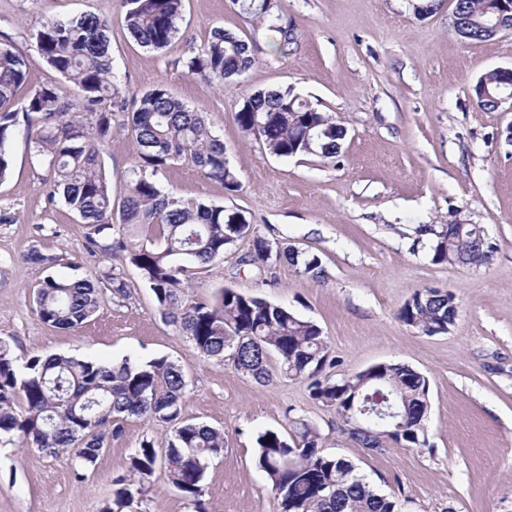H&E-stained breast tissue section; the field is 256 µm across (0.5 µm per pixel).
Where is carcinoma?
<instances>
[{"mask_svg": "<svg viewBox=\"0 0 512 512\" xmlns=\"http://www.w3.org/2000/svg\"><path fill=\"white\" fill-rule=\"evenodd\" d=\"M131 37L153 51L167 47L178 33L183 0H121ZM239 13L266 19L271 46L288 53L295 32L288 31L277 5L261 0H234ZM493 0H455L454 9L468 19H481ZM47 65L81 92L65 101L53 84L36 87L18 108V89L27 80L26 63L13 43L0 42V180L11 165L10 142L21 131L35 162L53 176L50 199L59 194L65 206L88 228L90 252L121 253L149 285L159 308L193 341L207 361H227L255 380H269V362L276 357L288 379L308 381L310 396L332 407L349 437L363 448L376 443L365 431L390 404L400 412L391 441L408 447L426 445L428 381L411 367L378 363L355 375L322 377L332 366L322 331L314 322L259 296L220 288L213 300L189 298L188 273L212 263L238 241L252 242L248 264L276 257L304 275L318 277L322 260L293 245L277 247L253 230L245 216L222 205L190 201L163 192L157 176L173 163L197 165L203 175L230 192L238 182L228 167L224 143L212 135L202 112L174 98L162 85L133 102L114 83L109 24L91 13L37 22L30 31ZM254 62L249 44L222 27L211 30L207 45L189 51L184 67L191 75L223 84L247 71ZM294 107H288L290 100ZM137 145L120 202L112 196V179L99 154V143L112 135L114 122ZM235 121L263 142L277 157L340 153L343 127L326 112L291 90L259 91L243 101ZM415 233L429 242L432 262L478 266L489 258L483 228L478 224H421ZM446 289L415 291L398 318L426 336L451 326ZM100 307V292L86 277L49 275L35 294L40 320L54 328L77 329ZM187 382L182 369L165 357L146 363L120 364L55 355H37L19 363L9 343L0 340V444L15 442L49 457L64 453L76 462L75 477L94 466L108 440L121 434L129 416L171 425L172 439L159 450L144 439L129 457L128 471L139 486L125 478L101 512H125L145 483L161 471L195 512H205L202 485L210 458L224 452L218 430L181 418ZM301 446L294 448L281 434L267 430L257 437V464L266 473L279 501V512H397V504L376 492L355 473L347 460L318 449L313 426L293 420ZM300 453L288 467L285 459Z\"/></svg>", "mask_w": 512, "mask_h": 512, "instance_id": "obj_1", "label": "carcinoma"}]
</instances>
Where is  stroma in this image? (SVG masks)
Returning a JSON list of instances; mask_svg holds the SVG:
<instances>
[{"instance_id":"obj_1","label":"stroma","mask_w":512,"mask_h":512,"mask_svg":"<svg viewBox=\"0 0 512 512\" xmlns=\"http://www.w3.org/2000/svg\"><path fill=\"white\" fill-rule=\"evenodd\" d=\"M295 26L288 54L271 49L267 24L241 16L230 0H184V20L168 47L142 48L125 26L120 0H0V41L22 52L27 80L18 90L55 82L62 98L78 89L57 78L29 29L40 19L93 13L108 21L114 75L122 96L157 85L206 113L239 188L229 192L191 162L158 177L162 190L243 212L255 231L320 256L314 279L285 262L243 264L247 241L192 275L190 297L211 300L229 287L288 307L317 324L336 363L332 379L371 365H408L428 381L429 444L360 447L334 408L313 400L306 381L273 375L256 382L229 364L203 360L192 340L162 315L137 270L116 255H90L84 225L62 200L47 198L51 176L34 165L23 137L12 143L9 177L0 182V339L19 360L79 355L180 365L188 383L186 420L224 434L203 483L208 512H277L257 465L256 438L273 430L293 439L301 418L319 434L322 453L350 460L399 512H512V106L481 110L473 88L485 73L512 68V30L483 42L452 27L453 0L419 17L411 0H279ZM245 39L255 63L227 87L188 74L189 49H203L213 27ZM292 89L346 131L336 159L272 156L242 131L235 114L258 90ZM136 146L114 129L100 152L113 196L125 189ZM421 224H477L492 251L479 266L433 263ZM59 257L53 270L28 263L29 249ZM121 277L119 297L102 290L99 312L77 330L44 324L35 291L46 275ZM451 292L459 315L448 333L427 336L398 311L415 290ZM169 425L135 416L123 423L83 479L66 456L0 446V512H99L127 474L145 439L167 447ZM155 475L132 512H193Z\"/></svg>"}]
</instances>
